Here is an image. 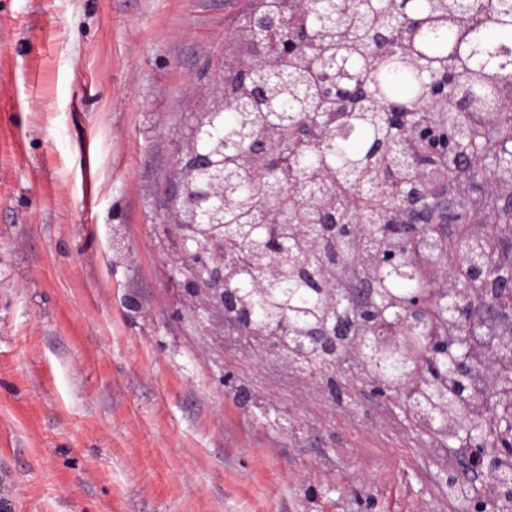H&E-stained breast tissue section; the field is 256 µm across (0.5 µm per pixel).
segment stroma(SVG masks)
<instances>
[{
    "label": "stroma",
    "mask_w": 512,
    "mask_h": 512,
    "mask_svg": "<svg viewBox=\"0 0 512 512\" xmlns=\"http://www.w3.org/2000/svg\"><path fill=\"white\" fill-rule=\"evenodd\" d=\"M248 6L0 0V512H469L388 401L330 406L186 310L172 142Z\"/></svg>",
    "instance_id": "1"
}]
</instances>
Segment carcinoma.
I'll use <instances>...</instances> for the list:
<instances>
[{"mask_svg":"<svg viewBox=\"0 0 512 512\" xmlns=\"http://www.w3.org/2000/svg\"><path fill=\"white\" fill-rule=\"evenodd\" d=\"M249 2L247 15L277 14L286 24L258 46L244 19L237 34L224 42V94L238 99L237 107L217 115L197 141L201 152L224 141V155L217 156L230 175L224 223L239 230L224 240V287L243 299L253 335L278 334L280 353L291 360V370L325 378L341 374L349 363L348 337H336L323 352L307 336L334 315L351 325L364 351L365 379L402 390L401 411L411 429L455 447L482 442L487 423L450 429L445 419L446 412L473 403L470 383L439 366L435 373L425 372L419 385L408 387L412 363L380 346L393 332L353 308H326L322 289H336L339 302L351 295L328 274L357 265L349 251L356 239L365 253L359 287L391 303L390 319L408 296H430L401 334L403 341L426 348L434 319L449 328L446 335L470 337L475 324L459 325L448 316V305L430 288L419 264L421 243L429 240L437 244L441 260L462 253L470 265L490 269L481 284L483 295L512 304V296L499 294L502 284L512 280V239L502 236V228L512 226V172L469 174L478 199L498 213V223L478 238L467 235V202L461 199L456 224H427L407 244L388 233L396 212L423 208L426 194H448L463 174L462 162L448 151V130L461 128L491 149L512 146V112L497 113L489 128L476 123L494 111L499 98L512 95V63L500 55V49L512 48V0ZM304 29L311 31V39L277 58L285 77L259 71L267 98L253 101L231 79L240 57L286 44ZM448 69L459 72L462 81L448 89L443 101L422 107L427 79ZM357 85L371 91L370 102L360 107L343 101ZM393 106L411 111L431 133L425 138L394 133L384 115ZM247 133L272 141L288 161L277 169L266 167L251 153ZM328 217L336 224L335 238L319 247L311 225ZM386 253L398 254L396 263H383ZM495 398L502 412L500 436L512 442V372L501 380ZM496 483L497 500L512 512V455L498 460Z\"/></svg>","mask_w":512,"mask_h":512,"instance_id":"cac0c4a2","label":"carcinoma"}]
</instances>
